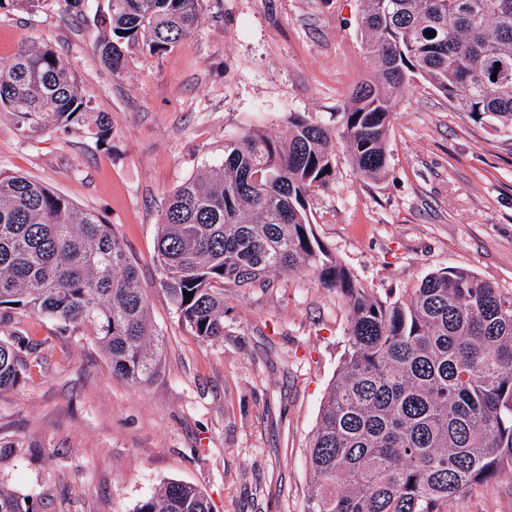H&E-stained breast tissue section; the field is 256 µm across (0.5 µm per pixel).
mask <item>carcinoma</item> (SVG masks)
<instances>
[{"label":"carcinoma","instance_id":"cac0c4a2","mask_svg":"<svg viewBox=\"0 0 512 512\" xmlns=\"http://www.w3.org/2000/svg\"><path fill=\"white\" fill-rule=\"evenodd\" d=\"M109 2L111 31L96 47L114 70L130 53L165 52L200 22L202 0ZM359 25L376 75L353 92L341 130L292 115L274 137L255 129L224 139L221 162L170 197L155 261L179 320L202 341L224 335L227 284L263 287L275 272L306 271L345 299L346 350L309 443L305 512H453L512 473V293L447 268L404 299L380 300L317 240L307 197L333 175L339 136L361 176L385 173L393 107L415 78L512 124V0H361ZM2 108L28 133L91 114L71 65L49 45L0 59ZM17 309L87 331L112 374L134 386L159 371L162 338L112 226L0 171V323ZM42 345L0 338V390L20 386L25 357ZM0 512L34 509L0 484ZM135 512L212 510L197 487L169 481Z\"/></svg>","mask_w":512,"mask_h":512}]
</instances>
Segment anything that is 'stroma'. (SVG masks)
Returning a JSON list of instances; mask_svg holds the SVG:
<instances>
[{
    "label": "stroma",
    "mask_w": 512,
    "mask_h": 512,
    "mask_svg": "<svg viewBox=\"0 0 512 512\" xmlns=\"http://www.w3.org/2000/svg\"><path fill=\"white\" fill-rule=\"evenodd\" d=\"M108 0L0 12V58L47 44L74 69L111 126L47 125L34 135L0 111V170L40 181L111 224L139 268L149 319L164 338L155 378L112 374L88 333L14 311L0 337L44 347L21 389L0 390V483L35 512H134L165 482L195 485L213 512H304L306 455L346 347L348 313L310 274L224 290V335L181 325L154 261L171 194L223 159L224 139L271 136L299 113L335 128L360 82V0H202L203 20L161 54L112 70L95 44ZM316 237L382 300L429 273L471 271L512 293V127L467 112L423 80L394 107L387 169L374 181L337 139L335 171L313 188ZM455 512H512V476L459 499Z\"/></svg>",
    "instance_id": "35a3bbf8"
}]
</instances>
